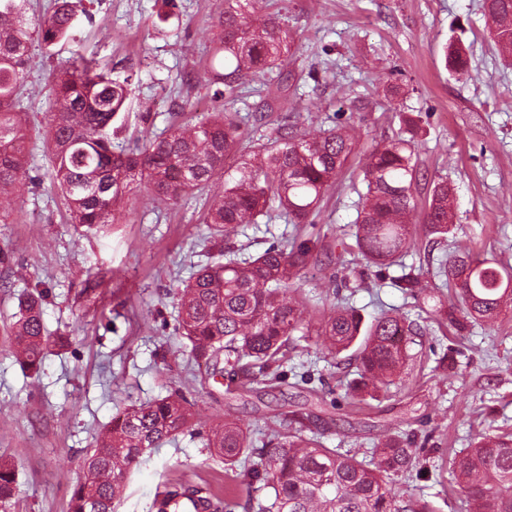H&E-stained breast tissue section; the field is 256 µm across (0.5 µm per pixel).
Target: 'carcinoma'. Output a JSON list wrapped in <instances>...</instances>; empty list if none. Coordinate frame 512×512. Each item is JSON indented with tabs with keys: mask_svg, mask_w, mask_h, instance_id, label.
Returning a JSON list of instances; mask_svg holds the SVG:
<instances>
[{
	"mask_svg": "<svg viewBox=\"0 0 512 512\" xmlns=\"http://www.w3.org/2000/svg\"><path fill=\"white\" fill-rule=\"evenodd\" d=\"M85 0H54L50 13L34 27L24 18L26 0H0V199L13 193L26 175L30 154L23 87L31 47L46 48L75 39L79 18L93 21ZM256 0H224L220 30L204 81L226 108L208 113L198 124H177L144 140L112 143V124L126 111L136 73L107 71L95 59L72 60L49 73L54 97L44 113V136L54 188L67 205L68 223L88 230L114 218L116 206L145 182L151 199L178 204L194 192L208 191L225 174L224 188L213 194L206 223L225 263L206 266L184 286L178 329L190 343V358L203 360L211 373L227 372L229 382L243 376L252 383L279 387L296 349L295 333L311 319L295 284L314 257L317 241L300 238L288 249L272 245L242 257L234 239L247 224H258L276 204L289 224H308L339 175L358 154L365 157L367 192L357 206L354 247L377 268L376 276L396 288L422 287L415 268L396 277L385 271L399 262L412 241L420 171L414 144L393 139L361 150L344 122L305 135L298 124L276 128L267 142L242 151L248 121L232 112L245 81L273 75L291 82L287 70L288 27L270 13L253 18ZM494 42L512 60V0H483ZM447 67L468 71L463 49L451 44ZM425 233L441 242L453 227V188L436 182L423 207ZM441 285L459 288L458 305L445 320L465 331L474 323H494L512 303V266L472 250L438 260L432 271ZM43 293L21 300L13 323L18 361L38 372L49 347L41 304ZM316 335L325 356L352 351L357 378L352 391L372 398L388 387L410 357L412 337L423 328L384 312L370 322L352 306L322 313ZM192 404L180 391L132 405L112 417L71 488L68 512H114L127 476L148 450L179 433L201 436ZM300 416L282 418L273 438L256 446L248 430L226 421L202 439L209 453L230 469L244 467L248 477L271 489L270 502L247 496L220 499L205 484L175 482L156 498V512H417L399 503L386 487L390 475L421 477L424 447L400 432L377 440L369 458L359 460L340 448L309 438ZM454 479L466 495L467 512H512V432L481 433L470 448L450 459ZM17 490L14 466L0 457V512H12Z\"/></svg>",
	"mask_w": 512,
	"mask_h": 512,
	"instance_id": "obj_1",
	"label": "carcinoma"
}]
</instances>
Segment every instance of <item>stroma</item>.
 I'll list each match as a JSON object with an SVG mask.
<instances>
[{
    "instance_id": "obj_1",
    "label": "stroma",
    "mask_w": 512,
    "mask_h": 512,
    "mask_svg": "<svg viewBox=\"0 0 512 512\" xmlns=\"http://www.w3.org/2000/svg\"><path fill=\"white\" fill-rule=\"evenodd\" d=\"M176 3L174 19L160 33L152 23L163 0H85L94 19L81 21L78 42L49 51L32 47L24 96L32 178L0 222V456L18 474L14 512H67L85 450L112 417L184 388L198 373L177 332L176 294L201 266L224 259L206 238L203 199L167 206L138 189L116 223L79 235L51 188L38 134L52 96L47 71L79 54L138 75L118 140L213 111L211 91L186 76L207 69L205 48L218 37L224 0ZM260 7L287 25L298 79L282 89L247 84L236 110L268 112L251 139H267L298 114L305 125L325 129L338 110L351 118L362 147L414 139L422 174L417 198L425 200L434 180L448 179L455 188V233L444 245L418 234L405 263L424 266L468 247L512 264V66L494 46L481 0H261ZM452 41L468 58L466 77L444 64L443 47ZM389 85L399 89L393 109L384 104ZM364 189L356 158L304 227L331 251L332 262L323 271L308 269L298 286L313 308H329L334 299L324 284L345 270L350 302L364 319L393 311L420 323L424 331L398 384L377 401L347 397L352 368L330 367L311 335L301 340L294 362L328 374L330 393L297 378L272 389L231 388L212 377L195 397L198 427L207 432L230 420L258 433L284 415H303L326 447L358 453L389 427L426 434L427 478L394 476L388 487L396 499H414L428 512H459L461 491L449 458L474 433L512 430V305L493 328L477 326L462 337L435 314L436 304L456 303L457 288H431L412 299L389 281L360 279L340 243L350 237ZM292 232L276 218L245 226L236 243L256 254L289 247ZM36 288L44 292L46 330L67 343L33 373L13 353L11 323L19 298ZM450 347L462 352L452 369L441 361ZM176 481H203L221 496H268L242 471L225 470L200 439L181 434L131 470L115 512H154L157 492Z\"/></svg>"
}]
</instances>
